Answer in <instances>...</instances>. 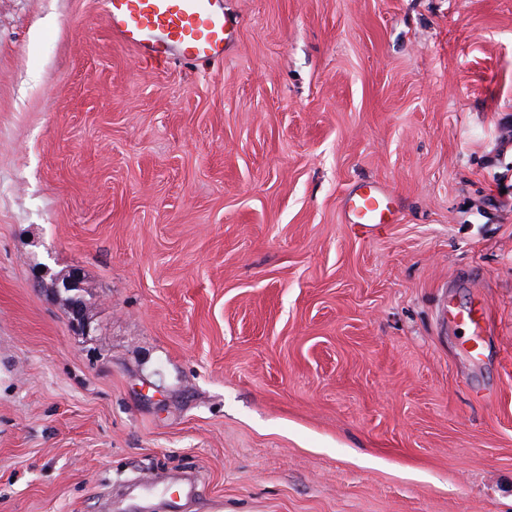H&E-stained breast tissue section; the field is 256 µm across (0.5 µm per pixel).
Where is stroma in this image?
<instances>
[{
  "label": "stroma",
  "instance_id": "1",
  "mask_svg": "<svg viewBox=\"0 0 512 512\" xmlns=\"http://www.w3.org/2000/svg\"><path fill=\"white\" fill-rule=\"evenodd\" d=\"M224 8L157 65L0 0V512H512V0ZM364 180L399 223H343ZM34 269L36 271V274L34 275L33 279L34 288H50L59 298H63L62 294L68 296L72 291L71 289L73 288H76L75 291L80 290L85 291L86 293L88 292L86 289L77 288L82 285V279L77 273L71 274L70 277L64 283L56 280L55 283L52 284L51 282H48L46 279L48 266L39 263L35 266ZM445 310L449 321L465 326L468 329L469 353L482 356V336L487 332V325L491 320V310L489 307L481 302L466 308H459L448 304L445 305Z\"/></svg>",
  "mask_w": 512,
  "mask_h": 512
}]
</instances>
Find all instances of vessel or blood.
<instances>
[{
  "label": "vessel or blood",
  "instance_id": "1",
  "mask_svg": "<svg viewBox=\"0 0 512 512\" xmlns=\"http://www.w3.org/2000/svg\"><path fill=\"white\" fill-rule=\"evenodd\" d=\"M104 23L112 36L134 49L146 62L177 57L189 62L223 58L235 36L237 21L222 0H102ZM343 221L362 227L399 220L397 196L387 184L372 182L353 188L345 197ZM449 321L464 326L470 354L482 355V337L491 320L489 307L478 303L460 308L446 305Z\"/></svg>",
  "mask_w": 512,
  "mask_h": 512
}]
</instances>
